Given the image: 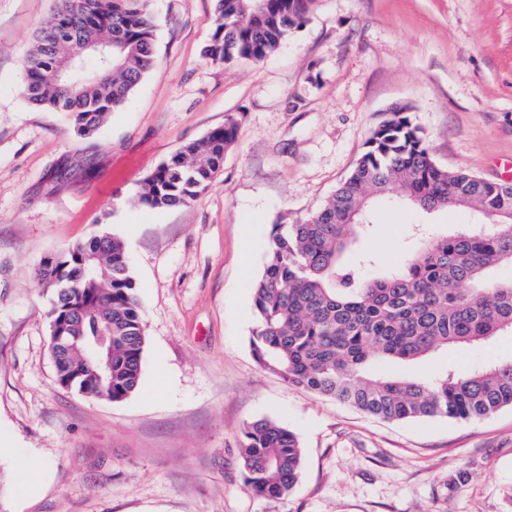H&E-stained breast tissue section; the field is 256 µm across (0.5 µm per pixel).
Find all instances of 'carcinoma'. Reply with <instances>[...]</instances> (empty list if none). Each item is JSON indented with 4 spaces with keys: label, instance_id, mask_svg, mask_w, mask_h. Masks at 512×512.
<instances>
[{
    "label": "carcinoma",
    "instance_id": "cac0c4a2",
    "mask_svg": "<svg viewBox=\"0 0 512 512\" xmlns=\"http://www.w3.org/2000/svg\"><path fill=\"white\" fill-rule=\"evenodd\" d=\"M314 0H215L212 62H260L307 20ZM156 24L149 0H56L34 37L21 92L31 104L67 115L93 137L154 63ZM90 45L78 59L71 51ZM236 125L229 121L182 146L142 182L152 208L195 200L224 166ZM400 199L432 213L465 205L487 224L442 234L415 227L404 260L382 267L356 247L371 232L372 204ZM512 186L499 187L439 166L406 112H394L326 203L297 224L273 226L254 280L250 347L256 362L289 385L364 414L403 422L470 420L512 407V360L429 377L377 371L451 348L490 344L512 333ZM38 287L52 294L50 338L56 381L119 402L139 387L145 325L124 243L103 231L42 262ZM242 468L257 495L281 498L298 481L297 435L266 418L243 430Z\"/></svg>",
    "mask_w": 512,
    "mask_h": 512
}]
</instances>
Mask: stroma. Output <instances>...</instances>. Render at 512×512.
<instances>
[{"instance_id":"35a3bbf8","label":"stroma","mask_w":512,"mask_h":512,"mask_svg":"<svg viewBox=\"0 0 512 512\" xmlns=\"http://www.w3.org/2000/svg\"><path fill=\"white\" fill-rule=\"evenodd\" d=\"M54 0H0V512H504L512 408L469 421L369 417L256 362L249 285L271 231L316 212L398 107L442 167L506 181L512 0H315L264 61L204 55L214 0H150L155 63L90 139L30 105L22 63ZM224 167L197 199L151 209L144 178L227 119ZM361 249L404 257L409 227L469 209L378 206ZM120 237L146 324L138 390L61 388L40 262L99 231ZM512 358V334L453 353ZM294 430L300 478L281 499L245 484V425Z\"/></svg>"}]
</instances>
